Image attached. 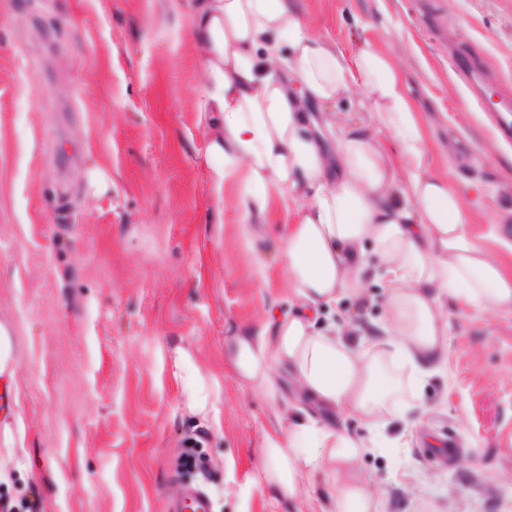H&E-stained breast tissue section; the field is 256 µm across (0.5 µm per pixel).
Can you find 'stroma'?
<instances>
[{"instance_id": "35a3bbf8", "label": "stroma", "mask_w": 512, "mask_h": 512, "mask_svg": "<svg viewBox=\"0 0 512 512\" xmlns=\"http://www.w3.org/2000/svg\"><path fill=\"white\" fill-rule=\"evenodd\" d=\"M310 31L392 56L418 103L429 171L471 187L476 231L512 240V0H293ZM190 0H0V326L15 364L19 426L0 432V502L40 512H172L188 485L214 512H307L331 482L303 471L275 499L265 436L297 408L237 377L233 340L291 310L281 230L242 233L232 194L203 170L204 62ZM494 92L486 100V92ZM448 367L421 410L366 454L382 512H512V311L443 299ZM383 316L364 297L320 311L354 338ZM208 394L205 414L187 394ZM454 439L443 460L439 445ZM195 440L201 465L179 456Z\"/></svg>"}]
</instances>
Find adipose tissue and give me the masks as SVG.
<instances>
[{
  "label": "adipose tissue",
  "mask_w": 512,
  "mask_h": 512,
  "mask_svg": "<svg viewBox=\"0 0 512 512\" xmlns=\"http://www.w3.org/2000/svg\"><path fill=\"white\" fill-rule=\"evenodd\" d=\"M190 32L205 61L204 111L219 115L209 181L234 185L242 232L281 220L282 258L295 309L234 338L233 368L266 395L276 366L313 403L375 430L407 420L424 383L443 373L449 297L475 310H512V270L471 227L462 188L428 172L424 136L395 62L366 48L348 56L311 34L291 0H194ZM353 99L398 146L393 164L363 126L309 116L311 105ZM374 253L385 288L380 323L350 344L311 314L362 297ZM367 441L312 416L286 437L266 436L267 478L279 498L299 495L302 468L332 480L336 512H380L356 467Z\"/></svg>",
  "instance_id": "1"
}]
</instances>
